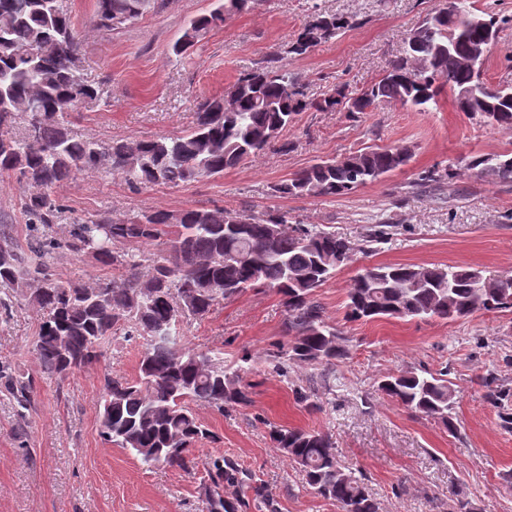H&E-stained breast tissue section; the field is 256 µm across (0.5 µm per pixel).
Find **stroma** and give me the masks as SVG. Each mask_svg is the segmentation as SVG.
Returning a JSON list of instances; mask_svg holds the SVG:
<instances>
[{"instance_id": "obj_1", "label": "stroma", "mask_w": 512, "mask_h": 512, "mask_svg": "<svg viewBox=\"0 0 512 512\" xmlns=\"http://www.w3.org/2000/svg\"><path fill=\"white\" fill-rule=\"evenodd\" d=\"M442 2L257 0L251 11L227 16L192 53L175 58L174 41L214 0H150L141 16L114 29L97 25V0H66L81 41L83 77L104 91L102 99L69 113L68 127L76 137L103 143L183 134L192 128L199 102L230 96L240 74L281 51L315 5L356 24L288 67L311 97L337 85L358 91L380 79L407 34ZM484 78L512 82V26L491 46ZM283 138L288 151H271L223 176L178 187L134 190L103 169L80 173L56 188L65 209L47 233L66 240L79 219L106 214L122 223L147 210L187 208L257 215L281 210L354 240L374 225H389L387 242L357 254L316 294L348 341L347 358L334 368L335 393L318 391L311 409L296 401L294 390L305 385L313 366L294 364L284 379L269 373L267 352L286 340L285 312L273 289H250L184 321L182 329L187 347L221 350L225 364L249 356L242 380L253 386L252 405L223 415L195 405L219 439L199 445L193 470L142 466L104 440L97 414L104 374L135 376L142 340L106 342L98 363L58 380L43 372L33 352L43 314L31 302L27 282H19L10 312H0V369L30 383L32 392L23 406L0 385V512H205L206 463L218 456L240 471L239 482L224 488L225 497L242 501L239 512H338L335 503L302 487L270 439L274 425L328 434L342 463L367 473L381 512H457L462 498L472 512H512V426L504 425L503 409L489 401L485 384L494 378L512 409V311H479L453 322L343 319L345 289L367 266L458 264L488 275L512 274V186L465 166L473 154L512 151V131L457 111L446 90L431 112L394 103L354 116L303 112ZM394 144L411 149L410 164L348 195L270 193L271 185L318 160ZM433 167L453 173L435 189L417 188L419 173ZM28 192L15 176L0 174V221H7L21 250L33 233L21 211ZM49 271L61 283L88 286L123 274L89 252L69 249L53 254ZM410 367L447 369L458 436L376 394L382 376Z\"/></svg>"}]
</instances>
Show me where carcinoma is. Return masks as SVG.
Listing matches in <instances>:
<instances>
[{"label":"carcinoma","mask_w":512,"mask_h":512,"mask_svg":"<svg viewBox=\"0 0 512 512\" xmlns=\"http://www.w3.org/2000/svg\"><path fill=\"white\" fill-rule=\"evenodd\" d=\"M148 0H97V21L114 27L137 19ZM256 0H217V6L193 19L172 45L185 55L201 33L227 15L251 10ZM512 16L479 10L473 0H460L458 11L441 8L405 39L386 73L359 93L337 87L320 99L309 98L282 56L243 73L230 99L213 97L200 103L191 130L152 139L132 137L110 143L74 138L66 114L102 90L80 74V47L67 12L57 0H0V173L16 176L34 188L24 196L28 224H53L63 205L53 190L83 171L107 168L133 188L176 187L224 170L267 151L286 152L283 131L295 116L316 112H367L396 102L419 112L438 107L444 87L454 92L460 112L478 114L512 131V85L493 86L463 66L475 42L492 43ZM354 25L348 16L314 10L288 43L284 54L303 57ZM472 87L469 103L459 90ZM31 101L35 112H23ZM26 116L24 136L14 133ZM412 152L405 146L367 147L336 160H322L270 186L279 197H338L380 180L406 166ZM468 169L503 185L512 184V151L465 159ZM389 232L380 224L363 246L310 224H292L288 213L260 216L222 209L188 208L178 213L150 210L127 223L106 215L74 224L66 246L90 251L102 262L122 267L120 281L93 286L60 284L50 278L49 261L57 243L33 239L28 252H18L8 236L0 238V307L15 285L26 280L30 300L43 311L33 352L44 372L61 379L99 361L101 342L112 336L144 337L145 348L134 378L104 375L98 417L104 439L128 450L148 467L165 464L190 470L194 447L216 434L204 427L193 404L204 402L222 414L251 405L250 386L240 383L239 365L224 368L220 352L190 350L182 325L190 316L208 314L221 300L251 288H271L282 297L287 317V343L270 355L268 367L288 378L294 363L319 368L308 386L295 389L300 403H310L317 387H335V362L347 356L342 337L315 300V292L346 267L356 252L380 244ZM116 241L163 246L147 272L135 256L112 251ZM512 310V276L487 277L472 267L408 264L364 268L349 283L344 300L347 321L378 318L440 319L446 322L472 313ZM172 327L177 340L155 345L156 328ZM378 394L413 413L440 421L456 432L454 390L448 369L432 372L410 368L385 376ZM270 439L316 495L336 503L338 512H380L366 474L345 470L329 436L274 426ZM206 512H238L239 501L224 497V484L236 481L224 458L207 462Z\"/></svg>","instance_id":"1"}]
</instances>
